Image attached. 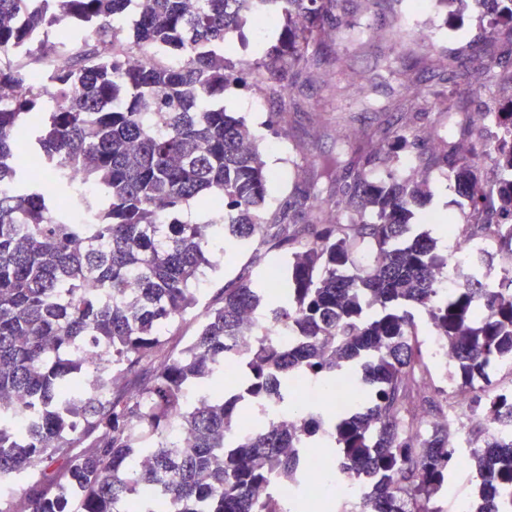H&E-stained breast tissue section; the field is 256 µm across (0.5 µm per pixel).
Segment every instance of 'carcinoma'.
Masks as SVG:
<instances>
[{"label":"carcinoma","instance_id":"1","mask_svg":"<svg viewBox=\"0 0 512 512\" xmlns=\"http://www.w3.org/2000/svg\"><path fill=\"white\" fill-rule=\"evenodd\" d=\"M342 2L136 0L130 44L149 61L129 67L115 22L131 0H0V90L29 86L0 101V486L21 492L19 507L0 512H284L257 490L273 475L292 479L295 449L314 447L331 415L338 462L379 477L363 512H442L448 430L404 425L415 402L440 406L420 377L416 315L456 351V385L479 407L489 364L512 356V291L490 292L475 269L467 288L441 292L434 276L448 254L411 220L431 169L452 171L475 213L487 205L484 171H494L509 224L473 233L499 228L512 253V126L501 141L465 127L480 146L469 153L421 149L415 183L372 178L399 162L390 147L361 144L348 162L324 157L320 177L336 178L339 194L334 223H302L309 187L262 218L270 175L245 120L220 104L224 89L246 86L271 58L285 92L326 22L342 24ZM497 2L487 36L512 18V0ZM269 5L283 20L277 42L250 61L224 55L226 36L245 41ZM40 31L60 37L69 67L45 64ZM482 67L512 100V62ZM25 154L42 158V174L23 167ZM73 167L94 194L74 186ZM193 205L211 220L184 218ZM256 238L288 258L280 282L243 270L197 336L154 362L168 326L196 308L216 249ZM90 281L98 294L86 292ZM265 300L267 319L244 329ZM273 325L295 328L298 341L280 345ZM91 343L100 358L90 365L82 352ZM300 373L325 388L356 380L358 405L303 406L276 421L266 405L288 414ZM130 375L144 376L133 395ZM145 454L155 465L135 469ZM470 465L512 489V450L486 442Z\"/></svg>","mask_w":512,"mask_h":512}]
</instances>
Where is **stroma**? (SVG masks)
<instances>
[{
  "label": "stroma",
  "mask_w": 512,
  "mask_h": 512,
  "mask_svg": "<svg viewBox=\"0 0 512 512\" xmlns=\"http://www.w3.org/2000/svg\"><path fill=\"white\" fill-rule=\"evenodd\" d=\"M347 23L336 37L312 43L310 53L320 63L307 68L292 95L299 102L286 127L270 126V113L280 111L281 99L270 91L280 73L276 65L262 68L261 85L234 86L224 93V109L245 117L255 134L267 170L271 174L264 211L273 213L287 204L311 176L321 156L335 153L340 138L350 128L396 130L411 128L429 134L435 142L463 147L462 129L466 111L475 108L484 93L486 77L481 60L512 55V33L501 30L498 37L484 38L483 21L475 13H458L439 0H345ZM424 8V24L446 30L444 39L426 45L408 36L392 37L410 13ZM368 26V37H356L360 26ZM362 86L365 99L350 92ZM455 90L461 95L458 113L439 115L434 100L418 101L408 88ZM423 211L444 218L449 224L467 221V210L454 182L431 170ZM261 242L223 255L218 272L206 278L201 306L213 303L224 285L244 269L270 265Z\"/></svg>",
  "instance_id": "1"
}]
</instances>
